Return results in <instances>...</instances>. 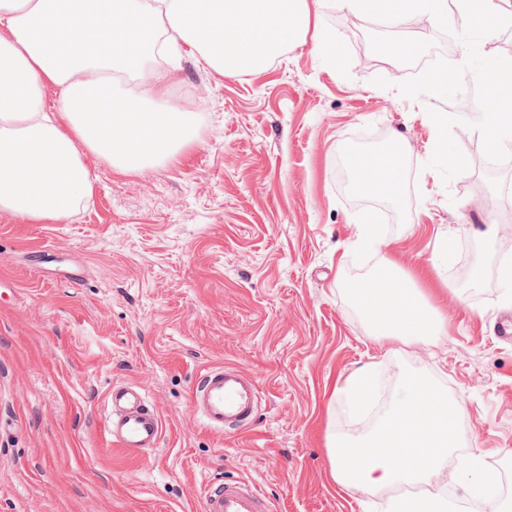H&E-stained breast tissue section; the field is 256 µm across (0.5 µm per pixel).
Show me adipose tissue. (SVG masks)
I'll return each mask as SVG.
<instances>
[{"label": "adipose tissue", "instance_id": "adipose-tissue-1", "mask_svg": "<svg viewBox=\"0 0 512 512\" xmlns=\"http://www.w3.org/2000/svg\"><path fill=\"white\" fill-rule=\"evenodd\" d=\"M308 0H0V212L63 220L87 197L93 154L130 173L190 142L192 113L172 106L150 62L187 46L228 76L255 72L295 46ZM60 93L55 110L47 86ZM403 166L353 173L356 190L395 196ZM351 296L382 338L439 337L422 291L383 278Z\"/></svg>", "mask_w": 512, "mask_h": 512}]
</instances>
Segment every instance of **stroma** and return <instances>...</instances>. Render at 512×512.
I'll return each instance as SVG.
<instances>
[{
  "mask_svg": "<svg viewBox=\"0 0 512 512\" xmlns=\"http://www.w3.org/2000/svg\"><path fill=\"white\" fill-rule=\"evenodd\" d=\"M322 30L339 55L319 48ZM392 40L415 58L466 57L438 26H379L337 6L256 73L184 54L169 86L194 115L193 144L132 173L86 155L92 194L67 220L0 213V512H204L226 479L254 483L274 512H381L395 489L351 493L327 454L331 436L368 429L342 393L368 365L384 410L405 369L430 376L460 402L468 450L512 477V343L496 328L512 312L501 277L512 165L488 166L472 127L456 140L467 171L446 183L429 168V109L472 124L481 110L470 84L450 100L401 95L420 69L397 76L394 59L374 57ZM376 136L406 168L400 202L379 210L341 178V147ZM364 224L377 225L379 251L357 247ZM48 247L56 263L43 268ZM391 265L419 272L446 336H374L349 291ZM213 365L257 379L251 432H213L192 413ZM118 383L157 409L159 448L130 458L105 443Z\"/></svg>",
  "mask_w": 512,
  "mask_h": 512,
  "instance_id": "obj_1",
  "label": "stroma"
}]
</instances>
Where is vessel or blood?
I'll return each mask as SVG.
<instances>
[{
    "mask_svg": "<svg viewBox=\"0 0 512 512\" xmlns=\"http://www.w3.org/2000/svg\"><path fill=\"white\" fill-rule=\"evenodd\" d=\"M260 395L254 378L230 365L212 366L199 376L190 397L193 412L215 432L253 430ZM104 434L111 446L138 455L157 448L162 438L158 411L134 383L112 387ZM205 512H271L269 500L251 483L228 480L209 488Z\"/></svg>",
    "mask_w": 512,
    "mask_h": 512,
    "instance_id": "vessel-or-blood-1",
    "label": "vessel or blood"
}]
</instances>
